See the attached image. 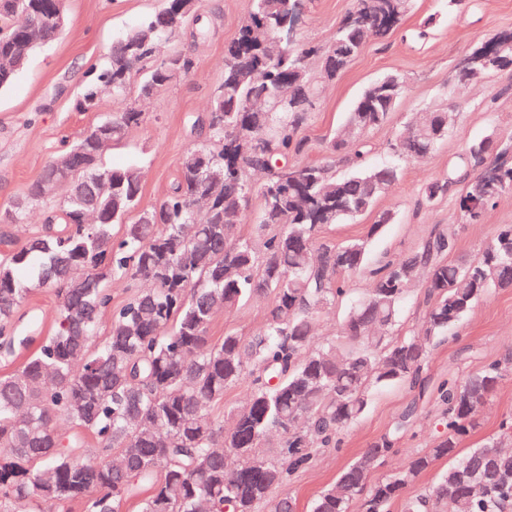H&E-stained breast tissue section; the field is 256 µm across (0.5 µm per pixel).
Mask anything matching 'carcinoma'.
I'll use <instances>...</instances> for the list:
<instances>
[{
	"label": "carcinoma",
	"mask_w": 512,
	"mask_h": 512,
	"mask_svg": "<svg viewBox=\"0 0 512 512\" xmlns=\"http://www.w3.org/2000/svg\"><path fill=\"white\" fill-rule=\"evenodd\" d=\"M251 0L238 37L224 47V79L208 112L217 113L186 152L160 204L132 223L125 216L141 192L136 166L114 169L112 191L101 193L82 166L72 179L84 196L66 192L45 219L41 235L20 250L0 255V335L15 326L20 304L35 291L55 288L59 315L50 335L12 371L0 375V512H41L44 503L85 512H122L129 501L139 512H297L295 500L272 498L314 456L340 448L342 431L368 408L371 390L390 385L419 389L430 348L465 319L490 292L512 288V225L504 224L472 260H448L456 228L435 224L412 252L370 267L369 240L387 224L376 215L364 238L332 244L322 227L372 211L400 177V162L433 153L457 121V113L425 112L389 143L392 160L371 161L367 133L384 125L406 83L388 76L367 87L319 162H292L301 151L295 133L315 111L320 86L333 81L372 39L400 24L411 0H354L357 20L345 21L322 47L297 48L267 57L251 33L288 31L298 2ZM34 0H0V54L29 41L23 24L34 22L47 43L61 33L51 10L28 12ZM199 21L197 0H164V6L112 43L103 66L77 100L96 109L99 92L128 94L136 69L157 47ZM512 68V33L483 44ZM308 57L303 76L292 75L295 52ZM191 60L166 56L147 69L153 88L185 76ZM112 140L143 121L132 106L108 116ZM488 155L470 144L465 161L429 182L418 205L430 206L461 185L458 212L477 224L495 200L512 191V166L495 165L498 183L474 171ZM347 172L339 174L336 168ZM50 165L27 190L24 204L0 212V224L23 223L28 209L44 202L40 184ZM262 198L254 238L238 234L253 193ZM367 272L373 286L351 306L343 339H317L321 319L348 292L350 276ZM115 279L144 280L112 312L101 332ZM425 283L424 317L413 333L392 338L403 302ZM273 296L268 318L251 336L227 330L210 335L218 311ZM512 368V354L432 390L448 435L409 457L384 481L371 473L378 460L398 451L400 434L413 424L412 402L394 424L339 473L311 503L309 512H512V414L498 430L467 451L464 437L481 427L484 406ZM249 379L250 392L227 412L231 424L210 408L224 391ZM96 450L86 448L87 438ZM448 468L426 494L404 491L436 464Z\"/></svg>",
	"instance_id": "1"
}]
</instances>
